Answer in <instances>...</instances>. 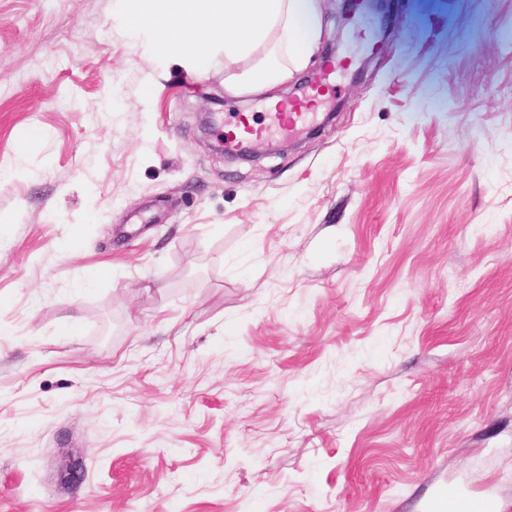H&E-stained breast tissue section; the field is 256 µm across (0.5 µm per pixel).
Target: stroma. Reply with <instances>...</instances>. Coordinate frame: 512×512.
Instances as JSON below:
<instances>
[{
  "mask_svg": "<svg viewBox=\"0 0 512 512\" xmlns=\"http://www.w3.org/2000/svg\"><path fill=\"white\" fill-rule=\"evenodd\" d=\"M386 5L268 97L0 0V512H512V0ZM323 73L283 154L210 150ZM427 509L428 512H497L499 502L489 494L440 485L433 492Z\"/></svg>",
  "mask_w": 512,
  "mask_h": 512,
  "instance_id": "1",
  "label": "stroma"
}]
</instances>
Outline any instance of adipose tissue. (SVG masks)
Listing matches in <instances>:
<instances>
[{"mask_svg":"<svg viewBox=\"0 0 512 512\" xmlns=\"http://www.w3.org/2000/svg\"><path fill=\"white\" fill-rule=\"evenodd\" d=\"M133 35L158 60L197 66L223 54L225 66L257 55L231 75L232 89L268 93L306 68L320 39L318 0H117Z\"/></svg>","mask_w":512,"mask_h":512,"instance_id":"adipose-tissue-1","label":"adipose tissue"}]
</instances>
